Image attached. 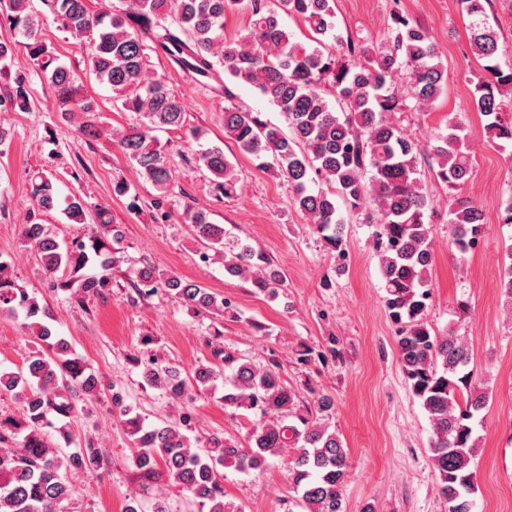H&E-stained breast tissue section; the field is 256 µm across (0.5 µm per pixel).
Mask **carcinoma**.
I'll list each match as a JSON object with an SVG mask.
<instances>
[{"label":"carcinoma","instance_id":"1","mask_svg":"<svg viewBox=\"0 0 512 512\" xmlns=\"http://www.w3.org/2000/svg\"><path fill=\"white\" fill-rule=\"evenodd\" d=\"M471 19V49L488 62L489 76L474 91L472 108L488 119L491 138L512 142V119L503 118L504 88H512V71L505 73L495 60L498 33L489 22V0H461ZM251 9L245 34L224 39V14ZM59 26L85 39L87 57L96 79L112 90L122 106L142 116L136 124L112 132V140L151 183L159 197L169 194L171 170L154 132L184 125L178 94L162 75L146 68V39L159 44L185 70L209 78L225 73L248 83L277 106L288 120V131L261 119L259 113L224 107V135L243 152L269 156L272 165L293 185L294 200L324 234L334 249L343 245L344 219L337 199L352 209L371 201L379 213L376 248L385 304L395 326L398 362L430 424L431 461L448 512H475L477 487L470 465L478 447L474 424L487 404L470 364L469 341L450 329L437 334L424 315L431 298L432 229L425 221L431 207L416 177V147L392 115L411 99L421 109L431 105L447 83V66L428 34L401 16L389 42L355 47L347 44L342 56L320 49L322 38L335 27L334 0H275L264 8L260 0H117L94 12L90 0H51ZM10 27L27 40L29 56L54 88L65 118L99 111L97 101L83 91L74 73L56 64L51 48L40 39L39 16L30 0H0ZM300 18L315 45L298 41L280 20V14ZM405 76L407 92L396 86ZM330 86L336 105L323 95ZM14 108L29 107L25 81L14 78L7 94ZM458 126L437 139L432 148L436 175L449 188L464 185L472 175L470 157L457 148ZM198 162L212 175L216 191H236V170L224 149L210 147ZM370 178H365L367 172ZM329 185L314 191L312 176ZM36 207L49 212L63 207L73 224L86 219L87 205L79 194L60 205L53 177L29 173ZM185 221L204 245L202 259L222 260L224 272L247 280L272 296L283 287L284 275L248 245L224 242V226L189 206ZM450 235L466 253L478 242L483 224L481 209L470 199L455 196L449 204ZM95 231L86 241L67 242L47 224H28L25 237L34 243L52 287L71 290L80 300L111 290L112 266L120 261L112 244L123 238L121 225L112 223L106 208L95 211ZM100 272L88 273V265ZM62 277H57V273ZM132 288L139 296L159 290L197 310L224 316L230 304L209 289L175 272H161L145 262ZM22 311L36 329L39 347L29 352L17 371L0 370V391L21 397L20 417L0 418V512H70L73 488L69 475L93 472L103 456L92 442L69 453L48 442V429L69 442V432L49 419L75 412L78 401L95 395L101 380L71 349L66 338L41 321L48 315L37 297L19 288L10 264L0 259V312ZM213 360L185 375L142 350L134 361L143 366L146 383L171 400L186 404L200 388L224 380V407L260 416L245 442L212 435L194 445L186 435L191 417L147 426L145 419L124 404L120 390L112 389L134 448L136 466L147 474L161 464L169 480L186 498L207 512H238L224 501L220 468L261 471L268 460L293 449L286 463L289 489L306 512H346L345 487L348 452L339 435L321 422L332 399L320 395L316 413H295V393L271 365L258 368L250 361L212 350ZM22 436L20 446L9 443Z\"/></svg>","mask_w":512,"mask_h":512}]
</instances>
